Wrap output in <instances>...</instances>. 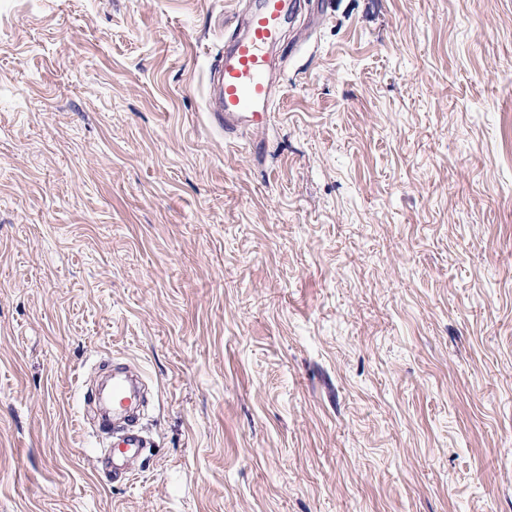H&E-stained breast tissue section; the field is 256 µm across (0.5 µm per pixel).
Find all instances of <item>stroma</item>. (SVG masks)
<instances>
[{
	"label": "stroma",
	"mask_w": 512,
	"mask_h": 512,
	"mask_svg": "<svg viewBox=\"0 0 512 512\" xmlns=\"http://www.w3.org/2000/svg\"><path fill=\"white\" fill-rule=\"evenodd\" d=\"M241 7L0 0V512H512V0H301L259 154ZM291 8V0H252L240 15L232 44L212 66L217 95L207 109L228 144L264 133L276 112L271 51L281 41ZM108 410L112 412V441L103 442L100 462L112 465V470L122 471L145 447L144 438L132 429L141 404L140 377L117 365L112 372V387L107 397ZM123 417L127 423L117 431L115 418Z\"/></svg>",
	"instance_id": "35a3bbf8"
}]
</instances>
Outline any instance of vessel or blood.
Segmentation results:
<instances>
[{
	"mask_svg": "<svg viewBox=\"0 0 512 512\" xmlns=\"http://www.w3.org/2000/svg\"><path fill=\"white\" fill-rule=\"evenodd\" d=\"M291 8V0H250L231 45L212 66L217 95L209 101L208 113L223 129L227 143L264 133L269 125L277 96L271 52L281 41ZM107 403L113 416L123 418L125 425L104 443L100 461L121 471L145 446L144 438L132 427L141 403L139 376L115 367Z\"/></svg>",
	"mask_w": 512,
	"mask_h": 512,
	"instance_id": "vessel-or-blood-1",
	"label": "vessel or blood"
}]
</instances>
